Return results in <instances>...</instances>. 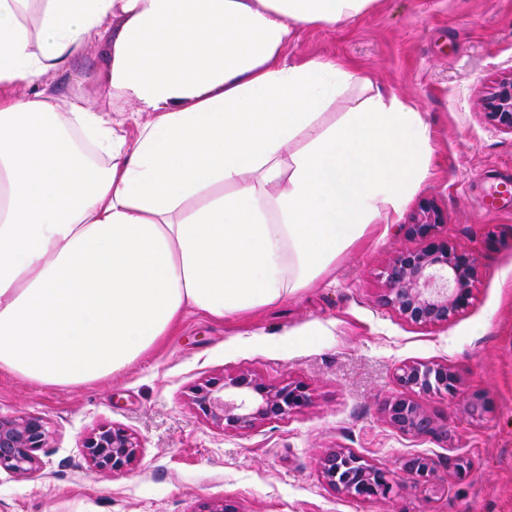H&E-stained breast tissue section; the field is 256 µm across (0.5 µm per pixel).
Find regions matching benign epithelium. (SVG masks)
Wrapping results in <instances>:
<instances>
[{"label":"benign epithelium","mask_w":512,"mask_h":512,"mask_svg":"<svg viewBox=\"0 0 512 512\" xmlns=\"http://www.w3.org/2000/svg\"><path fill=\"white\" fill-rule=\"evenodd\" d=\"M488 120L512 135V73L495 82L484 99ZM448 223L432 199L422 200L401 225L405 233L420 241L416 248H399L385 268L383 303L404 321L416 326L446 324L470 304L478 278V258L450 244L441 228ZM401 392L385 399L381 413L396 431L412 437L435 435L437 417L421 401L426 396H454L461 378L448 364L408 362L398 368ZM194 401L213 421L226 428L247 429L262 421L284 420L307 406L309 395L299 382L269 384L249 372L207 383L195 389ZM491 401L482 392L471 393L465 410L479 419ZM48 431L35 416H0V470L27 476L38 469L36 451L47 446ZM93 466L104 472L124 471L136 453L137 444L125 430L102 429L85 442ZM406 479L415 486L434 484L436 463L428 457L407 458L401 465ZM324 481L334 490L357 500L390 499L400 486L394 471L365 462L349 449L333 450L320 465Z\"/></svg>","instance_id":"1"}]
</instances>
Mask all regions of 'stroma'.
Instances as JSON below:
<instances>
[{"label": "stroma", "mask_w": 512, "mask_h": 512, "mask_svg": "<svg viewBox=\"0 0 512 512\" xmlns=\"http://www.w3.org/2000/svg\"><path fill=\"white\" fill-rule=\"evenodd\" d=\"M284 56L336 60L426 112L432 174L407 207L435 198L448 215L443 234L476 254L469 308L448 324L417 327L382 306V271L414 241L399 225L378 224L310 288L221 322L187 313L112 379L55 387L0 371V415L40 416L49 433L38 473H0V512H201L224 501L239 512H512V199L489 196L512 181V135L482 109L489 87L512 71V0H380L336 28L299 32ZM107 73L103 48L92 44L40 85L106 106ZM413 361L450 365L463 393L485 392L490 409L474 420L461 396L428 397L443 434L394 430L380 404L399 393L397 369ZM242 371L271 384L302 381L311 401L281 421L224 429L192 392ZM102 426L138 444L114 476L98 472L83 448ZM340 448L395 471L407 457H430L440 489L346 497L320 476L321 458ZM461 460L472 465L462 479Z\"/></svg>", "instance_id": "1"}]
</instances>
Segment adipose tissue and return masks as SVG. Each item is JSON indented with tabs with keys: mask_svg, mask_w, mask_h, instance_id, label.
Here are the masks:
<instances>
[{
	"mask_svg": "<svg viewBox=\"0 0 512 512\" xmlns=\"http://www.w3.org/2000/svg\"><path fill=\"white\" fill-rule=\"evenodd\" d=\"M377 0H0V370L121 372L186 310L224 321L328 275L431 174L430 125L303 29ZM106 41L97 103L37 88Z\"/></svg>",
	"mask_w": 512,
	"mask_h": 512,
	"instance_id": "obj_1",
	"label": "adipose tissue"
}]
</instances>
